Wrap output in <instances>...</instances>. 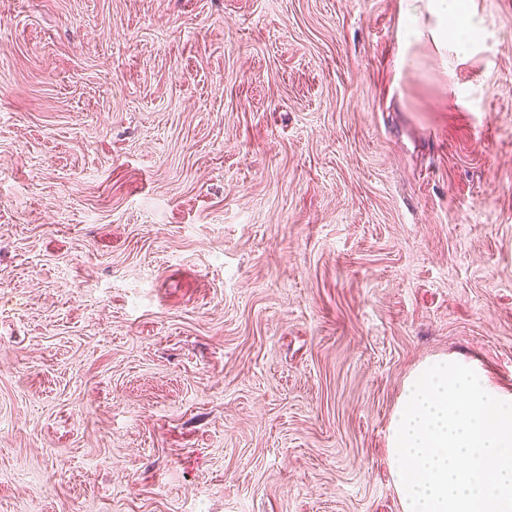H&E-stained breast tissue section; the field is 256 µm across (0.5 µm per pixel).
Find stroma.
I'll return each mask as SVG.
<instances>
[{
  "instance_id": "stroma-1",
  "label": "stroma",
  "mask_w": 512,
  "mask_h": 512,
  "mask_svg": "<svg viewBox=\"0 0 512 512\" xmlns=\"http://www.w3.org/2000/svg\"><path fill=\"white\" fill-rule=\"evenodd\" d=\"M0 0V512H402L423 361L512 392V0ZM420 3H424L429 15L438 20L437 27H431L427 22L423 27L431 36L432 41L440 48H446L448 43V19H458L462 14L469 12L470 0H400V9L403 15L419 24L423 13ZM463 12V13H462ZM457 13H462L458 15ZM423 29H418L419 36L424 35Z\"/></svg>"
}]
</instances>
